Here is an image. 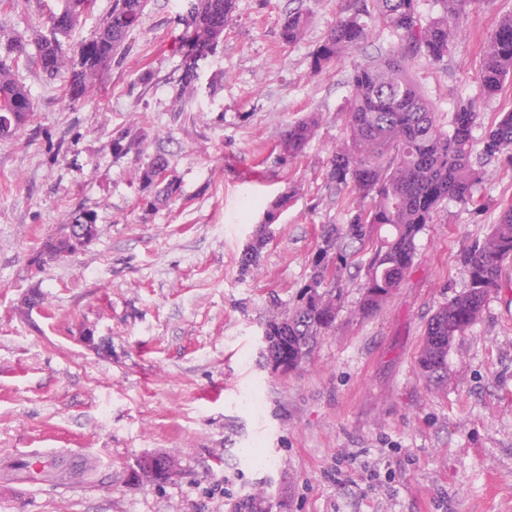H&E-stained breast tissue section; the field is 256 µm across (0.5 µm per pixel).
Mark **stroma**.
Instances as JSON below:
<instances>
[{
	"mask_svg": "<svg viewBox=\"0 0 512 512\" xmlns=\"http://www.w3.org/2000/svg\"><path fill=\"white\" fill-rule=\"evenodd\" d=\"M345 5L236 0L223 51L200 71L216 89L184 107L173 91L184 0H149L133 50L85 100L68 103L37 67L20 71L36 111L0 140V464L30 448H76L96 469L0 481V512H233L259 488L273 512H512V261L452 342L446 381L429 382L417 363L432 316L468 289L464 253L512 203V168L486 165L483 210L442 204L373 313L359 311L368 267L392 229L343 243L333 328L296 371L272 372L263 356L269 315L296 307L327 229L360 204L326 181V163L346 137L355 65L396 36L375 25L368 43L314 73ZM294 10L311 20L290 44L280 28ZM508 14L512 0H483L443 61L410 67L437 111L479 104L477 143L512 111V78L492 97L478 80L486 39ZM43 22L39 0H22L0 14V40ZM311 112L321 116L314 137L281 161L283 133ZM124 127L141 132V156L113 157ZM157 154L181 192L146 211L138 168ZM281 195L288 204L266 226L257 266L244 268ZM78 206L96 214L97 237L35 265ZM31 292L42 305L21 314ZM89 330L99 351L81 342ZM154 451L178 456L184 477L135 484L137 458Z\"/></svg>",
	"mask_w": 512,
	"mask_h": 512,
	"instance_id": "1",
	"label": "stroma"
}]
</instances>
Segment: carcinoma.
<instances>
[{
    "label": "carcinoma",
    "mask_w": 512,
    "mask_h": 512,
    "mask_svg": "<svg viewBox=\"0 0 512 512\" xmlns=\"http://www.w3.org/2000/svg\"><path fill=\"white\" fill-rule=\"evenodd\" d=\"M439 16L422 22L418 0H353L348 13L339 17L313 56L311 69L320 73L339 62L344 54L365 44L372 24L379 22L399 35L397 45L367 59L351 73L350 96L345 111L348 141L329 161L327 180L349 185L368 208L351 216L345 229L331 228L317 255L301 305L276 313L265 324L266 335L275 336L270 354L288 358L309 353L336 319V310L316 302L312 288L336 276L337 261H328L336 240L362 241L368 232L387 224L394 230L376 250L368 272L362 311L370 313L398 287L412 265L415 239L434 221L447 200L474 203L473 189L483 172L473 162L472 127L477 105L462 101L445 125L432 102L409 76L411 63L420 55L438 62L467 27L480 0H438ZM147 0H110L105 20L78 45L69 42L72 30L94 7L95 0H42L47 30L30 42L14 37L0 45V139L23 132L35 112L30 93L16 72L35 64L50 78H62V96L74 103L97 83L106 67L118 63L131 50V36L140 24ZM236 0H188V24L180 40L181 74L176 99L194 93L199 79V61L216 53L224 29L234 17ZM310 15L296 11L281 25L283 41L296 42ZM35 52H29V46ZM512 75V15L503 18L490 33L478 78L487 95L497 94ZM319 124L312 114L291 125L282 136L288 149L281 160L295 158L304 149ZM141 135L127 128L112 137V153L140 154ZM512 154V112L489 128L481 141L487 159ZM143 204L156 209L180 194L179 182L170 175L167 160L158 155L139 171ZM68 248L64 241L47 238L35 257L43 266L57 260ZM512 260V204L506 207L491 231L465 252L469 289L442 307L430 320L418 357L420 370L432 380L447 374L448 337L462 336L479 318L487 294L501 287L503 264Z\"/></svg>",
    "instance_id": "obj_1"
}]
</instances>
